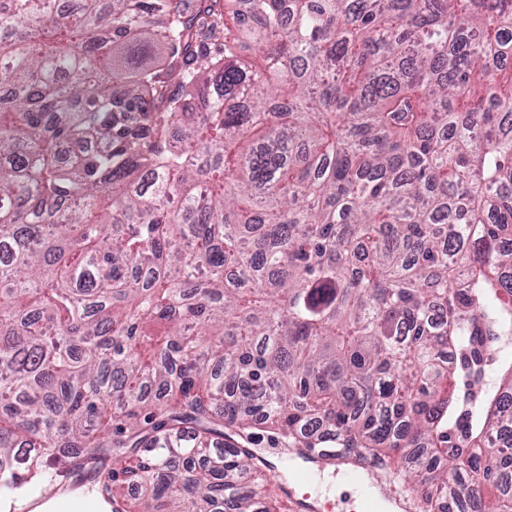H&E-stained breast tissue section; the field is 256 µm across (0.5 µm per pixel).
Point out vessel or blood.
Wrapping results in <instances>:
<instances>
[{
	"label": "vessel or blood",
	"instance_id": "1",
	"mask_svg": "<svg viewBox=\"0 0 512 512\" xmlns=\"http://www.w3.org/2000/svg\"><path fill=\"white\" fill-rule=\"evenodd\" d=\"M298 458L295 480L284 485L295 512H322L320 500L309 495L307 489L321 481L329 466L342 475L345 483L358 490L361 512H373L383 502L395 504L401 510L407 506L405 497L396 492L389 477L381 475L379 464L354 457L335 442H327L322 448L300 449ZM54 512H101V502L92 494L77 502L60 496L55 500Z\"/></svg>",
	"mask_w": 512,
	"mask_h": 512
}]
</instances>
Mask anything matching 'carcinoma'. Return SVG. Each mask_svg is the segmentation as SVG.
<instances>
[{
	"label": "carcinoma",
	"mask_w": 512,
	"mask_h": 512,
	"mask_svg": "<svg viewBox=\"0 0 512 512\" xmlns=\"http://www.w3.org/2000/svg\"><path fill=\"white\" fill-rule=\"evenodd\" d=\"M0 0V491L277 512L285 447L512 512V0ZM254 433V439H259V445L253 446L249 445L250 448H263L266 460L272 464H275L276 466L280 467L282 464V460H285L287 458L286 453L288 452V465L291 464L294 460V455L290 452L291 449L288 448L287 450H284L283 445L281 442L278 444L273 445L270 442V437L272 435H275L271 429L268 428H258V429H252L249 431V433ZM276 436V435H275ZM290 449V450H289Z\"/></svg>",
	"instance_id": "obj_1"
}]
</instances>
